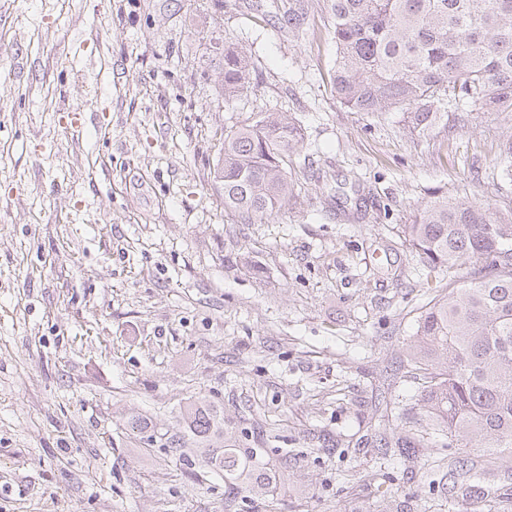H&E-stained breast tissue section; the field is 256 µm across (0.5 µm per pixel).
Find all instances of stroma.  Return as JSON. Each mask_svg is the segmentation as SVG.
I'll return each instance as SVG.
<instances>
[{
  "mask_svg": "<svg viewBox=\"0 0 512 512\" xmlns=\"http://www.w3.org/2000/svg\"><path fill=\"white\" fill-rule=\"evenodd\" d=\"M247 3L0 0V512H267L207 472L182 419L201 403L225 447L270 449L277 512H452L428 449L378 463L380 416L430 424L408 366L430 268L402 229L437 190L502 206L512 112L422 135L348 111L325 0L300 38L287 0ZM228 43L258 66L230 99ZM270 108L306 162L234 224L224 132Z\"/></svg>",
  "mask_w": 512,
  "mask_h": 512,
  "instance_id": "stroma-1",
  "label": "stroma"
}]
</instances>
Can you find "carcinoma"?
<instances>
[{"mask_svg": "<svg viewBox=\"0 0 512 512\" xmlns=\"http://www.w3.org/2000/svg\"><path fill=\"white\" fill-rule=\"evenodd\" d=\"M309 0H288L283 20L299 35ZM334 25L336 100L351 112H397L411 133L454 127L459 113L512 112V0H327ZM253 65L243 49L224 46V95L250 84ZM301 126L285 112L266 110L224 133V211L238 224L270 218L293 194L288 167L303 144ZM502 179L512 181V134L500 146ZM409 245L433 267L481 263L466 288L431 289L417 320L409 355L419 381L418 404L432 431L381 434L379 459L410 456L431 441L455 448L428 456L421 469L435 485L448 469L470 489L459 512H485L512 495H485L475 480V452L512 450V206L488 211L446 194L432 196L404 225ZM189 432L206 445V465L224 477L233 498L274 496L263 448H226L224 411L189 407Z\"/></svg>", "mask_w": 512, "mask_h": 512, "instance_id": "1", "label": "carcinoma"}]
</instances>
